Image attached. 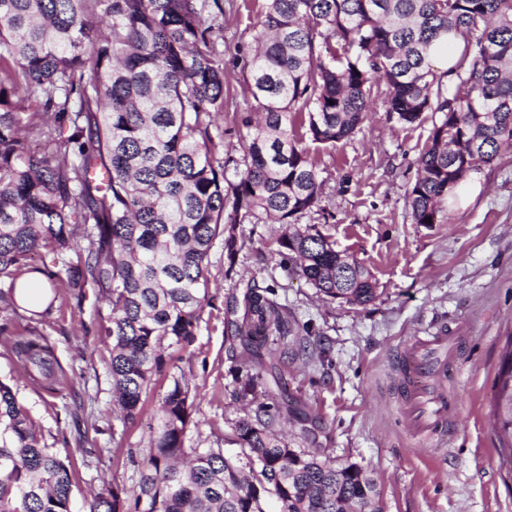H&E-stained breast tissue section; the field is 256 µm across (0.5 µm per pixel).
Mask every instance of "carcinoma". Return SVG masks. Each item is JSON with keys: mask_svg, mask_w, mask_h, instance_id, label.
<instances>
[{"mask_svg": "<svg viewBox=\"0 0 512 512\" xmlns=\"http://www.w3.org/2000/svg\"><path fill=\"white\" fill-rule=\"evenodd\" d=\"M247 61L252 103L233 113L245 170L225 191L211 133L224 115L217 50L223 0H0V312L19 315L17 285L40 274L58 290L97 289L108 313L109 373L123 424L134 423L171 353L192 343L210 288L215 239L233 270L236 225L260 212L285 225L276 254L316 293L341 304L376 299L372 275L312 229L314 152L349 138L374 101L401 125L438 117L407 195L414 224L441 221L443 203L512 145V0H266ZM464 50L434 69L435 41ZM231 212H226V209ZM86 258L63 256L76 236ZM51 264L35 266L39 250ZM263 317L274 290L248 285ZM263 323L236 330L229 369L254 401L261 377L243 359ZM10 351L32 380L61 383L47 338L28 326ZM196 392L173 375L156 410L138 491L109 484L89 512H383L376 481L354 464L288 446L279 425L304 412L284 393L234 426L243 466L221 448H187ZM494 416L512 456V335L497 376ZM70 466L42 442L13 386L0 380V512H70Z\"/></svg>", "mask_w": 512, "mask_h": 512, "instance_id": "1", "label": "carcinoma"}]
</instances>
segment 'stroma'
<instances>
[{
	"mask_svg": "<svg viewBox=\"0 0 512 512\" xmlns=\"http://www.w3.org/2000/svg\"><path fill=\"white\" fill-rule=\"evenodd\" d=\"M265 0H224L217 45L224 53L228 103L212 133L220 142L226 179L245 166L233 114L250 101L245 66L253 25ZM431 120L403 126L374 101L368 120L349 140L319 148V204L299 227L320 231L338 251L362 261L377 298L348 306L320 298L287 273L276 255L280 225L265 215L246 219L236 232L246 242L228 262L222 240L209 254L208 303L195 340L174 351L170 374H185L199 397L188 446L237 453L233 425L245 417L228 374L235 323L243 318L248 280L276 292L278 311L293 330L309 328L327 352L280 363L287 337L267 330L252 362L267 386L285 384L309 413L305 426L316 446L338 463L371 473L383 491V512H512V467L493 432V387L512 335V149L471 173L449 199L438 224H416L406 196ZM100 304L93 288L64 293L38 329L49 340L65 376L58 391L26 378L6 349L23 328L0 333V379L10 381L44 443L73 468V512H88L92 491L118 483L133 493L139 463L150 448L149 429L168 379L160 377L134 424L123 425L113 405L108 367L111 346L97 333ZM466 326L458 368L448 390L459 405L445 437L419 442L400 413L397 355L434 325Z\"/></svg>",
	"mask_w": 512,
	"mask_h": 512,
	"instance_id": "1",
	"label": "stroma"
}]
</instances>
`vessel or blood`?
Here are the masks:
<instances>
[{"mask_svg": "<svg viewBox=\"0 0 512 512\" xmlns=\"http://www.w3.org/2000/svg\"><path fill=\"white\" fill-rule=\"evenodd\" d=\"M450 344L441 327L431 335L413 337L405 348L403 415L409 433L425 441L443 435L457 417L458 405L446 391Z\"/></svg>", "mask_w": 512, "mask_h": 512, "instance_id": "obj_1", "label": "vessel or blood"}]
</instances>
